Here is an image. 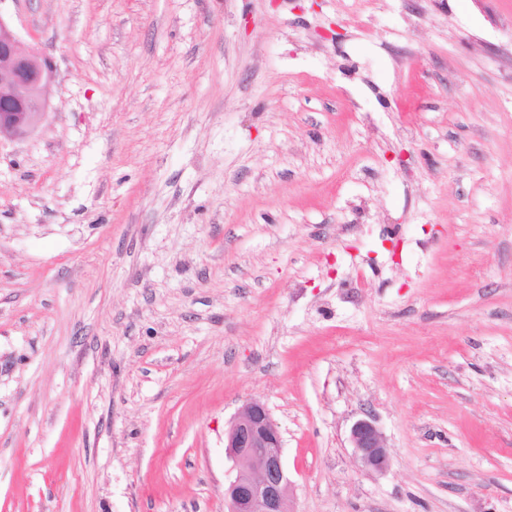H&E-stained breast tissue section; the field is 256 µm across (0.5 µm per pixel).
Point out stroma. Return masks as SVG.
Returning <instances> with one entry per match:
<instances>
[{"label": "stroma", "instance_id": "obj_1", "mask_svg": "<svg viewBox=\"0 0 512 512\" xmlns=\"http://www.w3.org/2000/svg\"><path fill=\"white\" fill-rule=\"evenodd\" d=\"M0 16V512H225L251 399L293 512H512V0ZM51 67L0 16V136H23L46 114ZM351 441L358 465L368 471L388 466V450L381 432L370 419H359L351 429Z\"/></svg>", "mask_w": 512, "mask_h": 512}]
</instances>
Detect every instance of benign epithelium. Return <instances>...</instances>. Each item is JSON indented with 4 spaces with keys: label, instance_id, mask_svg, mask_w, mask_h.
Listing matches in <instances>:
<instances>
[{
    "label": "benign epithelium",
    "instance_id": "1",
    "mask_svg": "<svg viewBox=\"0 0 512 512\" xmlns=\"http://www.w3.org/2000/svg\"><path fill=\"white\" fill-rule=\"evenodd\" d=\"M51 67L0 18V135L23 136L46 114ZM358 465L368 471L388 466L381 432L369 419L351 429ZM224 448L234 476L224 491L227 512H291V481L283 458V438L266 405L246 402L225 433Z\"/></svg>",
    "mask_w": 512,
    "mask_h": 512
}]
</instances>
